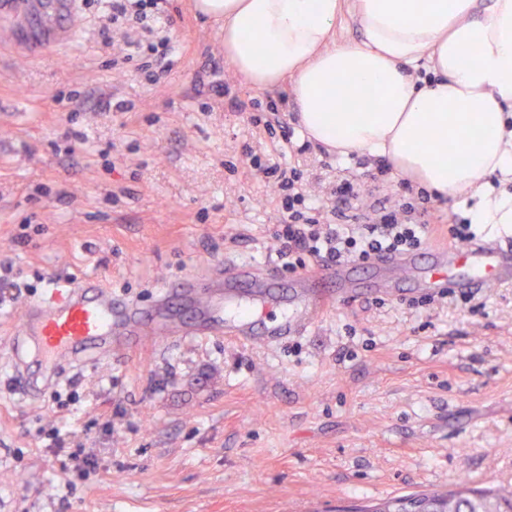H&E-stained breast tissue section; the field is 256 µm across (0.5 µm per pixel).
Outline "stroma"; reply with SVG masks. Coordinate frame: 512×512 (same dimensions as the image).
<instances>
[{"instance_id": "35a3bbf8", "label": "stroma", "mask_w": 512, "mask_h": 512, "mask_svg": "<svg viewBox=\"0 0 512 512\" xmlns=\"http://www.w3.org/2000/svg\"><path fill=\"white\" fill-rule=\"evenodd\" d=\"M13 2L33 25L10 39L0 19V255L30 286L23 302L41 300L48 276L94 275L148 306L227 260L276 262L280 195L243 156L286 152L249 120L271 96L309 189L375 162L303 150L290 89L238 75L194 0L167 4L177 62L153 84L113 68L96 0L55 20L48 0ZM203 81L226 84L223 97ZM431 207L427 244L451 243L468 206ZM474 296L475 315L365 295L271 348L205 336L90 359L72 388L24 399L0 385V512H330L462 481L510 489L512 283ZM57 390L75 403L52 410ZM51 426L99 458L70 493L38 435Z\"/></svg>"}]
</instances>
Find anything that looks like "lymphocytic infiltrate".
I'll use <instances>...</instances> for the list:
<instances>
[{"mask_svg":"<svg viewBox=\"0 0 512 512\" xmlns=\"http://www.w3.org/2000/svg\"><path fill=\"white\" fill-rule=\"evenodd\" d=\"M167 0H109L110 20L119 23L135 16L143 23L151 41L127 39L122 63H130L145 53L156 56L160 69H171L168 59ZM251 167L268 178H275L282 192L283 218L275 235L277 256L285 269L305 268L307 260L366 264L383 257L418 249L428 231V209L410 202L394 205L390 197L366 202L363 184L344 180L330 190L331 207H323L313 195L299 192L301 179L296 168L282 162L264 161L250 155ZM49 449L61 467L76 476H85L97 466L95 454L71 435L58 428L43 431Z\"/></svg>","mask_w":512,"mask_h":512,"instance_id":"lymphocytic-infiltrate-1","label":"lymphocytic infiltrate"}]
</instances>
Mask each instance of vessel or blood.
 Here are the masks:
<instances>
[{
	"label": "vessel or blood",
	"instance_id": "b4317fda",
	"mask_svg": "<svg viewBox=\"0 0 512 512\" xmlns=\"http://www.w3.org/2000/svg\"><path fill=\"white\" fill-rule=\"evenodd\" d=\"M509 280L512 249L496 244H451L383 257L373 263L366 281L354 264L318 262L285 278L273 266L231 259L206 287L190 276L165 284L148 309L115 297L94 276L51 280L45 298L17 313V334L35 337L39 355L53 366L108 359L138 348L149 336L161 342L220 335L244 345L271 346L364 291L415 298ZM270 308L280 310V317L267 318Z\"/></svg>",
	"mask_w": 512,
	"mask_h": 512
}]
</instances>
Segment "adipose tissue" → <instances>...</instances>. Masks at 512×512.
Masks as SVG:
<instances>
[{"label":"adipose tissue","mask_w":512,"mask_h":512,"mask_svg":"<svg viewBox=\"0 0 512 512\" xmlns=\"http://www.w3.org/2000/svg\"><path fill=\"white\" fill-rule=\"evenodd\" d=\"M256 89L290 80L309 140L387 157L400 177L475 198L474 223L512 229V0H196ZM349 10L361 41L335 44ZM368 98L356 112L352 99Z\"/></svg>","instance_id":"ef3b65f1"}]
</instances>
